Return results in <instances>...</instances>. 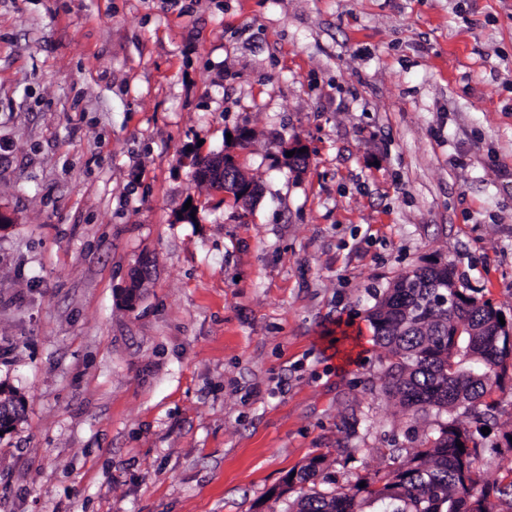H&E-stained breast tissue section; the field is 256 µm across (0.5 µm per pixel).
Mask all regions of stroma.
Returning <instances> with one entry per match:
<instances>
[{
    "instance_id": "35a3bbf8",
    "label": "stroma",
    "mask_w": 512,
    "mask_h": 512,
    "mask_svg": "<svg viewBox=\"0 0 512 512\" xmlns=\"http://www.w3.org/2000/svg\"><path fill=\"white\" fill-rule=\"evenodd\" d=\"M242 126L247 203L190 165ZM0 209V512H282L475 424L395 406L367 311L434 261L512 315V0H0Z\"/></svg>"
}]
</instances>
